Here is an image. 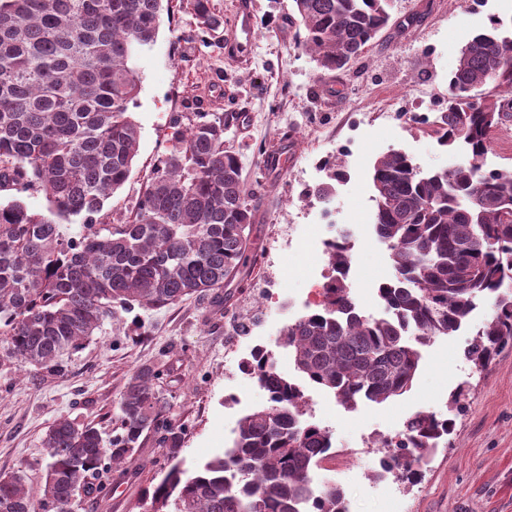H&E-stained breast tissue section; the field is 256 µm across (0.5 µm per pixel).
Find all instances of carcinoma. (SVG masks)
I'll return each mask as SVG.
<instances>
[{"label": "carcinoma", "instance_id": "obj_1", "mask_svg": "<svg viewBox=\"0 0 512 512\" xmlns=\"http://www.w3.org/2000/svg\"><path fill=\"white\" fill-rule=\"evenodd\" d=\"M164 0H0V191H43L48 213L0 203V367L60 373L113 308L160 310L187 296H220L250 260L255 192L237 154L224 148L232 115L172 120L168 153L121 224H100L110 194L128 180L139 129L128 116L139 94L138 59L153 44ZM202 33L224 26L212 0H184ZM298 45L318 68L341 70L366 54L389 22V0H292ZM499 23L474 35L449 80L446 111L432 121L439 146L466 152L423 172L404 150L371 174L374 231L393 277L378 286L386 316L362 315L346 284L350 248L338 241L322 309L287 324L280 346L301 376L348 409L408 390L420 347L458 331L475 300L492 314L465 357L491 365L512 346V171L483 168L493 135L512 121V37ZM486 102L476 107V87ZM80 222L70 234L67 224ZM248 368L272 404L243 415L225 453L202 465L180 458L175 425L156 389L161 371L138 368L107 433L56 420L45 433L42 497L19 474L0 476V512H70L79 495H104L102 474L129 464L153 433L171 464L152 487L150 512H347L334 479L320 478L331 435L305 423V394L253 352ZM454 419L417 414L381 466L414 480L426 452Z\"/></svg>", "mask_w": 512, "mask_h": 512}]
</instances>
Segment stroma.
I'll use <instances>...</instances> for the list:
<instances>
[{
  "instance_id": "35a3bbf8",
  "label": "stroma",
  "mask_w": 512,
  "mask_h": 512,
  "mask_svg": "<svg viewBox=\"0 0 512 512\" xmlns=\"http://www.w3.org/2000/svg\"><path fill=\"white\" fill-rule=\"evenodd\" d=\"M213 2L224 17L218 32L201 36L193 16L177 8L142 54L140 91L129 109L140 130L138 155L101 219L115 224L128 215L168 150L173 114L189 120L198 112H241L246 121L231 125L224 140L257 194L255 261L220 298L192 296L160 310L116 308L64 373L22 378L13 367L0 368V475L22 474L32 498L40 497L44 482L47 427L69 417L111 429L122 390L143 365L163 372L158 389L170 418L187 428V462L223 452L238 419L266 405V391L239 369L252 349L266 347L278 373L297 376L278 340L286 324L318 308L308 293L329 273L327 256L310 244L319 225L336 235L352 233L350 295L364 315L383 316L377 288L392 268L372 230L373 164L393 149L407 151L426 171L454 163L428 120L447 106L448 82L467 41L493 16L504 32L512 31V0H483L478 8L473 0H390V23L369 52L330 72L299 49L291 0ZM244 5L254 35L242 50L236 19ZM285 144L292 151L284 168L266 169L265 157ZM327 160L346 177L325 203L313 190L328 180ZM285 224L299 227L292 251L280 245ZM489 313L478 305L469 327L424 347L411 388L385 403L348 409L332 394L307 387L316 424L338 448L359 447L363 436L378 431L398 433L420 412L455 420L417 482L379 478L377 454L362 453L337 478L348 512H512V350L481 372L463 355L472 325ZM459 388L465 409L456 413L451 397ZM165 467L164 449L148 436L135 463L105 475L106 498L82 500L77 512H147L144 497Z\"/></svg>"
}]
</instances>
